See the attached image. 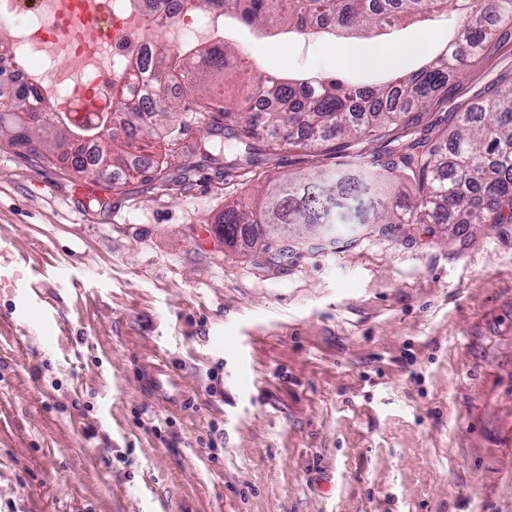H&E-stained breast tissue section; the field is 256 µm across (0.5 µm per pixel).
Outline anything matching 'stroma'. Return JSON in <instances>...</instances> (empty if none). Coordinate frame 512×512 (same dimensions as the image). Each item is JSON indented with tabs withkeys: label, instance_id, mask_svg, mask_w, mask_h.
<instances>
[{
	"label": "stroma",
	"instance_id": "obj_1",
	"mask_svg": "<svg viewBox=\"0 0 512 512\" xmlns=\"http://www.w3.org/2000/svg\"><path fill=\"white\" fill-rule=\"evenodd\" d=\"M457 26L444 13L386 29L358 68L317 33L230 18L224 40L242 86L375 87ZM511 84L506 21L408 125L338 149L283 141L229 177L203 162L186 190L103 176L86 197L66 162L0 142V512H512V224L367 229L280 265L213 232L225 205L261 206L283 176L421 138L447 153L451 113ZM155 360L186 407L155 399Z\"/></svg>",
	"mask_w": 512,
	"mask_h": 512
}]
</instances>
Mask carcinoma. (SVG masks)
Listing matches in <instances>:
<instances>
[{
	"label": "carcinoma",
	"mask_w": 512,
	"mask_h": 512,
	"mask_svg": "<svg viewBox=\"0 0 512 512\" xmlns=\"http://www.w3.org/2000/svg\"><path fill=\"white\" fill-rule=\"evenodd\" d=\"M199 1L251 26H287L298 31L311 26L326 34L391 27L406 19L453 12L460 1L466 13L455 41L448 45V55L427 67L378 88L359 87L336 77L258 82L242 102L263 97L277 103L265 112L250 107L230 112L225 107L226 95L215 78L224 77L226 85L236 82V56L229 46L211 43L184 48L174 65H153L151 80L160 93L179 76L198 97L188 105L168 97L159 100L169 121L168 148L148 162H133L142 143L154 136L153 126L143 122V101L133 108L119 98L116 113L98 112L68 132L63 128L65 113L35 104L38 92L28 87L9 95L0 92V140L7 139L46 164L68 157L70 169L80 177L97 168L122 178L138 175L161 190L187 187L197 153L219 165L224 175L237 168L235 163L221 164L224 147L204 151L201 144L186 141L192 126L203 124L213 136L230 131L239 161L250 166L281 140L314 148L382 133L407 116L389 103L393 94L405 96L414 106H425L448 87L452 65L475 57L496 26L512 20V0H146L153 8L171 13L189 12ZM23 111L39 113V125L16 124V113ZM113 116L121 121L122 130L131 131L117 146L97 136ZM219 117L224 122L217 121ZM451 117L456 119L450 142L453 160L418 141L385 164L375 159L367 167L349 162L315 175L282 178L266 192L260 209L240 203L224 208L218 224L227 230L228 244L240 237L272 240L279 247L270 261L282 263L288 260L291 240L302 231L316 239L315 247L324 249L354 235V228L369 224H446L450 218L456 224H512V86L478 101L465 116L454 112ZM89 143L95 153L88 162L83 150ZM399 167L418 181V194L412 199H397L387 192L386 172Z\"/></svg>",
	"instance_id": "1"
}]
</instances>
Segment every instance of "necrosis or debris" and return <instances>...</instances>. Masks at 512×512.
Returning <instances> with one entry per match:
<instances>
[{
    "label": "necrosis or debris",
    "instance_id": "necrosis-or-debris-1",
    "mask_svg": "<svg viewBox=\"0 0 512 512\" xmlns=\"http://www.w3.org/2000/svg\"><path fill=\"white\" fill-rule=\"evenodd\" d=\"M61 11L60 0H0V25L14 32L15 56L20 64L15 74L22 85L37 87L46 105L64 103L69 111H97L106 102V87L128 90L152 102L155 90L145 73L129 70L127 54L151 56L156 32L168 35L178 48L212 39L223 31V11H210L195 22L181 15L149 16L128 8L127 0H112L111 36L90 45L78 26L55 34L49 22Z\"/></svg>",
    "mask_w": 512,
    "mask_h": 512
}]
</instances>
